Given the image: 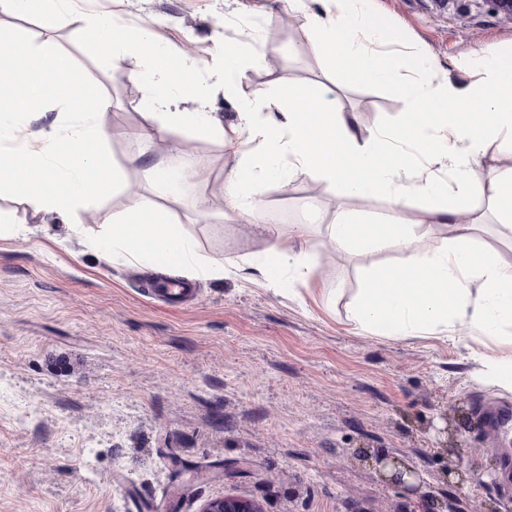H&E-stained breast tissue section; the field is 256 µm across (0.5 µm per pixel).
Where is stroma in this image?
Here are the masks:
<instances>
[{
	"instance_id": "stroma-1",
	"label": "stroma",
	"mask_w": 512,
	"mask_h": 512,
	"mask_svg": "<svg viewBox=\"0 0 512 512\" xmlns=\"http://www.w3.org/2000/svg\"><path fill=\"white\" fill-rule=\"evenodd\" d=\"M407 49L434 56L439 76L473 49L512 43V22L487 0H376ZM107 15L127 38L150 29L173 63L196 47L181 74L179 107H206L225 139L187 133L145 142L151 124L139 77L147 60L109 61L103 42L76 24L34 11L0 13V26L61 48L103 91L98 124L124 177L106 200L66 214L36 212L0 195V218L28 227L0 237V512H201L224 495L257 501L263 512H512L499 489L490 448L478 442L475 407L511 400L486 381L481 355L512 359V340H453L445 327L401 340L362 332L350 310L363 273L395 262L389 249L337 252L324 231L340 204L333 189L295 169L260 186L257 223L224 213V177L237 143L248 150L220 79L224 51L252 42L258 64L248 89L329 85L355 111L362 133L396 129L411 105L395 83L327 73L310 44L304 13L288 0H80ZM201 156L206 170L158 193L146 173L167 160L173 141ZM167 212L202 259L224 275L194 279L181 305L153 293L157 269L104 257L91 234L109 230L130 196ZM319 214L303 248L317 272L292 291L256 271L268 229L280 234ZM398 456L420 473L413 492L385 481L360 450ZM457 464L471 482L448 483Z\"/></svg>"
}]
</instances>
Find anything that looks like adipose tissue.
<instances>
[{"label": "adipose tissue", "mask_w": 512, "mask_h": 512, "mask_svg": "<svg viewBox=\"0 0 512 512\" xmlns=\"http://www.w3.org/2000/svg\"><path fill=\"white\" fill-rule=\"evenodd\" d=\"M318 2L308 21L324 68L400 83L412 104L409 119L402 131L361 135L357 115L331 98L329 87L321 83L259 91L254 103H245L244 51H225L224 97L238 109L254 144L225 181V212L257 215L256 185L279 183L287 165L328 182L343 202L386 196L390 209L384 217L343 205L326 227L339 251L393 248L400 253L395 265L368 270L352 307L353 321L360 329L400 340L447 324L449 314L462 309L470 313L468 331L496 334L512 323V266L503 265L494 250L477 248L479 221L472 213L474 195L483 196L496 209L498 238L512 243V172L485 181L478 166L489 137L512 143V49L467 53L457 62L464 81L441 79L429 56L401 54L402 34L377 13L374 0ZM85 28L106 40L113 59L128 54L149 58L156 90L147 107L155 122L144 130L145 139L182 130L197 137H223L224 128L213 113L172 111L171 76L188 65L173 64L150 33L129 40L115 34L110 19L99 16L88 19ZM421 154L428 168L419 169L417 181H405L404 173L416 167ZM452 179L457 182L453 195L448 192ZM413 199L421 205L410 220L403 211ZM434 224L447 233L445 249L431 257L418 255L417 243ZM303 238L298 227L269 239L258 266L266 281L279 286L309 275L312 265L301 247ZM98 244L104 253L147 261L173 276L190 279L224 270L223 264L201 261L196 242L180 225L138 197L113 217Z\"/></svg>", "instance_id": "1"}]
</instances>
